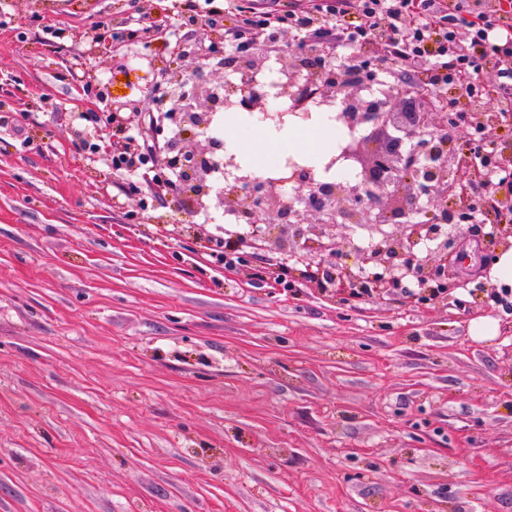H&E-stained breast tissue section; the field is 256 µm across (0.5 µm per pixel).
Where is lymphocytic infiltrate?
Masks as SVG:
<instances>
[{
  "label": "lymphocytic infiltrate",
  "mask_w": 512,
  "mask_h": 512,
  "mask_svg": "<svg viewBox=\"0 0 512 512\" xmlns=\"http://www.w3.org/2000/svg\"><path fill=\"white\" fill-rule=\"evenodd\" d=\"M353 4L359 18L351 22ZM315 11L328 36L322 54H330L335 43L361 48L375 42L390 74L404 76L428 63L420 91L439 111L454 105L479 111L486 94L480 75L488 67L496 70L505 104H512V0H495L490 10L482 0H318ZM315 16L253 12L242 26L260 39L282 28L302 34ZM449 89L456 93L450 102L443 98Z\"/></svg>",
  "instance_id": "1"
}]
</instances>
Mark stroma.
I'll return each instance as SVG.
<instances>
[{
	"label": "stroma",
	"mask_w": 512,
	"mask_h": 512,
	"mask_svg": "<svg viewBox=\"0 0 512 512\" xmlns=\"http://www.w3.org/2000/svg\"><path fill=\"white\" fill-rule=\"evenodd\" d=\"M247 1L307 5L197 0L217 21L179 28L180 0H0V512H512V303L485 237L460 232L455 300H345L283 244L200 261L250 226L93 159L110 105L153 111L151 70L189 72L215 30L234 55ZM106 22L138 41L89 53Z\"/></svg>",
	"instance_id": "obj_1"
}]
</instances>
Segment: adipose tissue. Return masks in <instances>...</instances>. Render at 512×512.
I'll return each mask as SVG.
<instances>
[{
  "instance_id": "adipose-tissue-1",
  "label": "adipose tissue",
  "mask_w": 512,
  "mask_h": 512,
  "mask_svg": "<svg viewBox=\"0 0 512 512\" xmlns=\"http://www.w3.org/2000/svg\"><path fill=\"white\" fill-rule=\"evenodd\" d=\"M224 144L238 157L244 171L257 177L267 175L265 163L270 152L283 147L308 160L317 179H325L323 163L332 150L325 118L319 113L309 121L290 122L279 130L258 123L246 132L228 125L224 128Z\"/></svg>"
}]
</instances>
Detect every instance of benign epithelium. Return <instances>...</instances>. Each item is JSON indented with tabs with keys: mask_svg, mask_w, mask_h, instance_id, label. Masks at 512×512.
Returning <instances> with one entry per match:
<instances>
[{
	"mask_svg": "<svg viewBox=\"0 0 512 512\" xmlns=\"http://www.w3.org/2000/svg\"><path fill=\"white\" fill-rule=\"evenodd\" d=\"M367 76L352 80L340 70L329 78V63L305 40H287L275 61L279 80L275 94L264 90L258 76L269 69L270 58L254 55L250 44L237 49L231 63L215 67L199 63L193 75L180 77L181 91L157 101L166 108V118L180 136L166 143L164 167L176 172L182 201L199 209L222 207L236 223L253 228L256 240L231 243L240 248L264 247L270 230L258 226L263 215L273 216L272 225L300 246L299 261L318 269L313 276L320 288L352 300L374 294H406L405 281L414 280L425 301L465 287L462 280L468 257L457 244L456 231L466 225L474 232L490 226L486 238L494 246L512 247V196H495L494 219L476 221L477 205L472 195H454L467 184L488 187L491 178L505 173L512 180V156L499 157L496 166L486 165L456 150L461 131L478 132L485 142L498 147L491 128L503 123L500 112L418 111L406 105V91L372 89L379 59L363 52ZM238 75L233 82L224 70ZM288 98V108L271 110L270 99ZM339 107L336 120L351 130L364 127L368 137H355L338 162L355 163V183L317 180L313 170L293 164L281 177L242 174L236 155L211 130L224 110L261 114V120L280 127L288 115L309 117L311 108ZM451 205H446V202ZM413 213L426 220L414 224ZM372 222L388 225L393 232H380L367 245L350 244L346 250L336 242V226ZM427 244L426 252L415 250Z\"/></svg>",
	"mask_w": 512,
	"mask_h": 512,
	"instance_id": "7a95c632",
	"label": "benign epithelium"
}]
</instances>
